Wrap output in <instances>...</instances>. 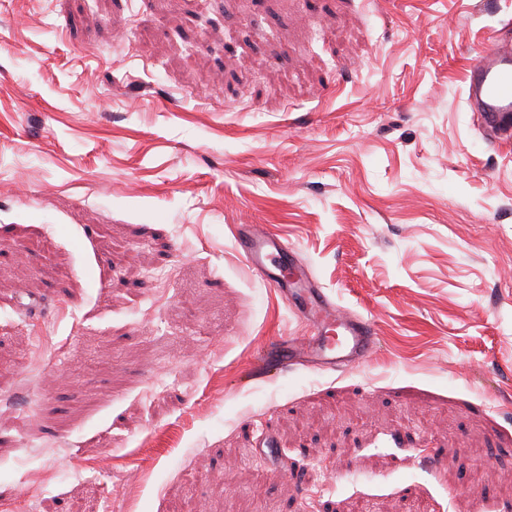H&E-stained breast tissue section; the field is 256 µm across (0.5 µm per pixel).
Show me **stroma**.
<instances>
[{"label":"stroma","mask_w":512,"mask_h":512,"mask_svg":"<svg viewBox=\"0 0 512 512\" xmlns=\"http://www.w3.org/2000/svg\"><path fill=\"white\" fill-rule=\"evenodd\" d=\"M507 20L0 0V512H506L512 142L464 84ZM241 224L375 324L369 362L261 372L306 328Z\"/></svg>","instance_id":"35a3bbf8"}]
</instances>
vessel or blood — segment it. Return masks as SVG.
Instances as JSON below:
<instances>
[{
  "instance_id": "obj_1",
  "label": "vessel or blood",
  "mask_w": 512,
  "mask_h": 512,
  "mask_svg": "<svg viewBox=\"0 0 512 512\" xmlns=\"http://www.w3.org/2000/svg\"><path fill=\"white\" fill-rule=\"evenodd\" d=\"M468 106L485 129L501 141L512 139V24L503 23L494 39L471 62L465 86ZM248 269L288 297L293 311L315 329L311 336H288L270 345L264 365L284 370L305 365L320 371L364 364L377 349L374 324L336 307L306 273L287 243L262 225L247 224L236 239Z\"/></svg>"
}]
</instances>
